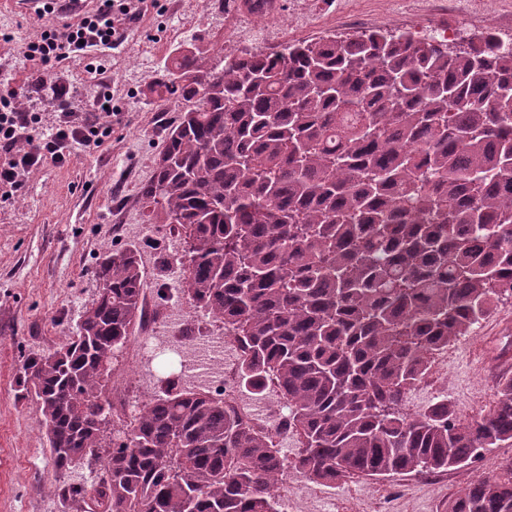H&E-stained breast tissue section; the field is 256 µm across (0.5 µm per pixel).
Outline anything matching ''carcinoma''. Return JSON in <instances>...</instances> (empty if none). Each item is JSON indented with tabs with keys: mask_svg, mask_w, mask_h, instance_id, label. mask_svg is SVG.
Here are the masks:
<instances>
[{
	"mask_svg": "<svg viewBox=\"0 0 512 512\" xmlns=\"http://www.w3.org/2000/svg\"><path fill=\"white\" fill-rule=\"evenodd\" d=\"M219 54L175 57L156 82L185 106L141 198L190 241L183 293L240 350V381H276L289 426L256 430L173 383L123 422L112 378L144 276L136 251L111 250L73 336L23 365L55 467L99 465L92 490L57 495L78 512H280L290 473L434 474L511 447V374L467 421L446 398L403 402L512 299V38L450 52L379 30ZM447 512H512V458Z\"/></svg>",
	"mask_w": 512,
	"mask_h": 512,
	"instance_id": "obj_1",
	"label": "carcinoma"
}]
</instances>
